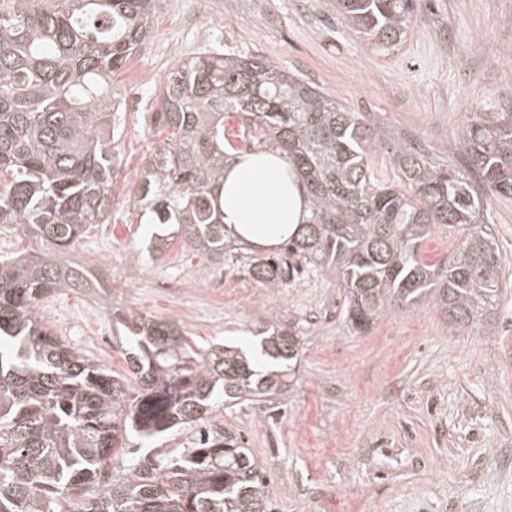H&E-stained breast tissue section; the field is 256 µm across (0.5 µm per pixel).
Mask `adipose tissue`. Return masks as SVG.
<instances>
[{
    "mask_svg": "<svg viewBox=\"0 0 512 512\" xmlns=\"http://www.w3.org/2000/svg\"><path fill=\"white\" fill-rule=\"evenodd\" d=\"M309 206L287 161L237 156L224 170V231L239 244L271 248L306 223Z\"/></svg>",
    "mask_w": 512,
    "mask_h": 512,
    "instance_id": "obj_1",
    "label": "adipose tissue"
}]
</instances>
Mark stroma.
Instances as JSON below:
<instances>
[{
    "instance_id": "35a3bbf8",
    "label": "stroma",
    "mask_w": 512,
    "mask_h": 512,
    "mask_svg": "<svg viewBox=\"0 0 512 512\" xmlns=\"http://www.w3.org/2000/svg\"><path fill=\"white\" fill-rule=\"evenodd\" d=\"M259 54L316 84L383 135L463 170L456 143L471 112L512 108V0H415L406 34L382 52L347 28L333 0H159L143 49L112 81L117 179L135 188L162 139L155 94L168 72L201 52ZM503 259L500 305L465 332L424 301L388 306L364 331L346 319L329 272L282 288L243 263L205 268L173 243L149 255L152 227L115 201L63 255L104 271L112 307L91 292L40 302L48 329L72 349L127 373L116 311L176 321L186 343L245 346L267 324L300 350L285 394L227 402L205 426L242 438L267 485L268 512H512V196L486 198Z\"/></svg>"
}]
</instances>
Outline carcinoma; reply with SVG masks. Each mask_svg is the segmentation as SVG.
<instances>
[{"instance_id":"cac0c4a2","label":"carcinoma","mask_w":512,"mask_h":512,"mask_svg":"<svg viewBox=\"0 0 512 512\" xmlns=\"http://www.w3.org/2000/svg\"><path fill=\"white\" fill-rule=\"evenodd\" d=\"M156 2L0 0V224L37 244L0 260V512H266L265 480L233 436L203 432L179 455H138L126 444L199 426L224 401L285 392L293 332L274 326L248 351L202 350L173 321L126 310L118 324L130 387L37 315L61 289L90 290L112 308L95 272L60 255L107 223L122 193L106 139L118 111L112 74L149 38ZM413 4L336 0V13L388 52ZM156 98L166 136L130 196L156 226L150 252L179 239L211 265L239 254L268 288L329 269L345 288V315L362 328L388 304L428 296L463 331L494 316L502 258L470 175L488 194L512 195V112L472 113L457 143L466 172L394 144L398 180L389 185L372 172L381 132L260 56L203 52L173 68ZM229 115L238 117L230 137ZM259 149L287 160L309 204L307 223L271 257L224 238V167ZM446 225L463 238L448 264H428L421 247Z\"/></svg>"}]
</instances>
